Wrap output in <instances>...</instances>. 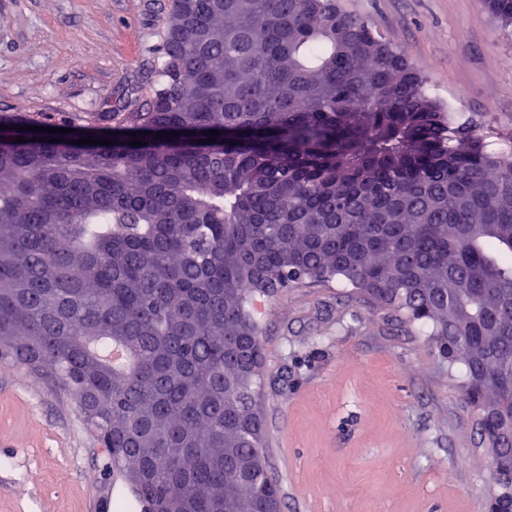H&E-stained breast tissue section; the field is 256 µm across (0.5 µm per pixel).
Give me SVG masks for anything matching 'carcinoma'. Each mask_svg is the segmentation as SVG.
<instances>
[{"label":"carcinoma","mask_w":512,"mask_h":512,"mask_svg":"<svg viewBox=\"0 0 512 512\" xmlns=\"http://www.w3.org/2000/svg\"><path fill=\"white\" fill-rule=\"evenodd\" d=\"M164 29L114 143L0 130V360L76 400L140 512H262L283 494L246 303L339 278L430 330L512 451V154L340 0H173Z\"/></svg>","instance_id":"1"}]
</instances>
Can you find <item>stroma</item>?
I'll list each match as a JSON object with an SVG mask.
<instances>
[{"instance_id":"35a3bbf8","label":"stroma","mask_w":512,"mask_h":512,"mask_svg":"<svg viewBox=\"0 0 512 512\" xmlns=\"http://www.w3.org/2000/svg\"><path fill=\"white\" fill-rule=\"evenodd\" d=\"M172 0H0V116L143 107ZM434 98L512 133V33L481 0H344ZM282 512H486L489 451L429 337L332 282L248 306ZM97 461L70 399L0 363V512H95Z\"/></svg>"}]
</instances>
